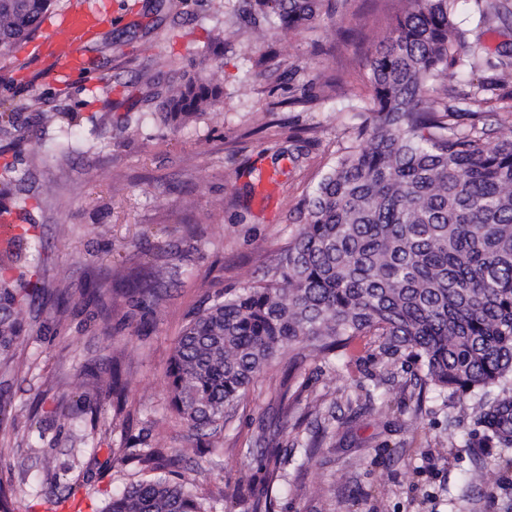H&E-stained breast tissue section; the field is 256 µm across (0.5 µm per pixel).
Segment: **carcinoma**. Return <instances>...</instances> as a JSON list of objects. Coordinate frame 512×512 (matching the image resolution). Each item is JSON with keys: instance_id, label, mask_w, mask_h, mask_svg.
Masks as SVG:
<instances>
[{"instance_id": "1", "label": "carcinoma", "mask_w": 512, "mask_h": 512, "mask_svg": "<svg viewBox=\"0 0 512 512\" xmlns=\"http://www.w3.org/2000/svg\"><path fill=\"white\" fill-rule=\"evenodd\" d=\"M52 0H0V58L15 56L42 24ZM347 0H245L264 19L307 29ZM391 32L371 56V96L355 144L319 181L305 224L261 282L203 301L186 314L166 370L171 410L191 435L224 427L257 378L296 347L336 367V351L359 336L383 337L390 355L420 364L419 388L479 395L483 436L512 448V130L493 147L485 130L463 129L458 96L429 98L462 71L465 35L453 20L456 0H402ZM223 87L198 78L168 90L159 116L173 126L207 115ZM490 112L512 103L481 84L469 97ZM36 134L13 108L0 112V155ZM27 170L0 167V214L28 218ZM38 238L23 226L14 253L0 259V411L5 377L20 367L22 312L68 303L44 287L32 252ZM111 291L144 311L151 281L118 273ZM85 299L104 313L103 275L89 273ZM105 395L126 404L119 368ZM266 471L265 486L241 498L246 512H276L277 481L294 449L274 441L249 448ZM137 456L161 474L131 481L98 512H217L190 479L166 470L158 448ZM0 512H20L13 488L0 482Z\"/></svg>"}]
</instances>
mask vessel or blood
<instances>
[{
	"mask_svg": "<svg viewBox=\"0 0 512 512\" xmlns=\"http://www.w3.org/2000/svg\"><path fill=\"white\" fill-rule=\"evenodd\" d=\"M109 14L102 10H89L81 6L63 14L51 36L38 47L39 52L50 54L59 44H66L70 51L63 58L56 74L63 79L85 72L86 64L82 56L81 43L84 36L92 29L109 23Z\"/></svg>",
	"mask_w": 512,
	"mask_h": 512,
	"instance_id": "b4317fda",
	"label": "vessel or blood"
}]
</instances>
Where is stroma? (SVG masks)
I'll use <instances>...</instances> for the list:
<instances>
[{
	"mask_svg": "<svg viewBox=\"0 0 512 512\" xmlns=\"http://www.w3.org/2000/svg\"><path fill=\"white\" fill-rule=\"evenodd\" d=\"M178 2L160 21L151 0H103L112 23L84 44L98 61L90 77L46 78V58L24 49L0 69V103L50 118L43 138L24 142L18 166L32 172L46 279L77 302L63 315L43 307L19 343L0 479L26 504L50 494L43 477L52 472L74 487L81 512H99L123 483L150 475L132 456L113 465L116 448L164 449L211 498L265 478L249 451L277 412L282 370L259 380L205 456L170 413L165 370L187 311L261 280L297 232L304 201L352 141L362 105L355 78L399 2L348 0L314 29L288 31L251 18L243 0ZM484 7L455 4L474 62L448 79L459 93L488 76L512 88V73L487 67L512 48V20L484 26ZM159 56L169 67H154ZM198 76L223 84V103L163 124L150 93ZM57 112L78 116L76 153L53 152ZM134 267L154 272L149 315L120 295L108 316L80 305L89 271ZM144 318L147 335H134ZM116 366L127 387L120 410L98 404ZM418 371L376 336L356 338L337 368L300 358L307 389L285 437L309 438L321 421L330 433L319 453L289 461L277 512H512V470L476 426L472 398L418 397ZM377 387L387 406L366 408V390Z\"/></svg>",
	"mask_w": 512,
	"mask_h": 512,
	"instance_id": "35a3bbf8",
	"label": "stroma"
}]
</instances>
